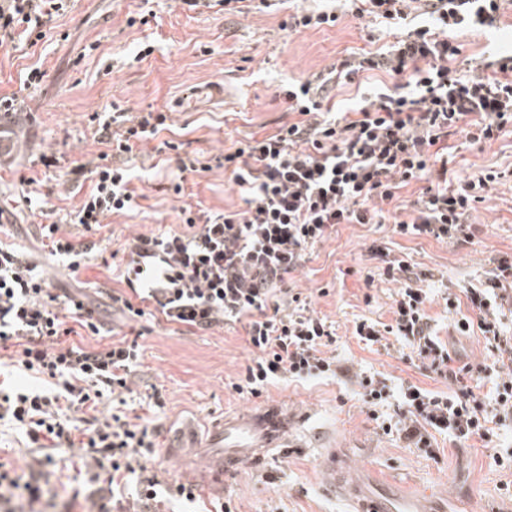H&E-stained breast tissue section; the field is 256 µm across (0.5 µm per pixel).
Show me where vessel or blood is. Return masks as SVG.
Here are the masks:
<instances>
[{
  "instance_id": "b4317fda",
  "label": "vessel or blood",
  "mask_w": 512,
  "mask_h": 512,
  "mask_svg": "<svg viewBox=\"0 0 512 512\" xmlns=\"http://www.w3.org/2000/svg\"><path fill=\"white\" fill-rule=\"evenodd\" d=\"M301 420L296 411L272 404L238 411L213 423L206 441L208 451L200 488H208L210 481L222 479L242 466L260 464L271 452H286L289 434ZM327 475L345 486L358 512H424L418 500L394 494L376 483L363 486L350 481L338 467H329Z\"/></svg>"
}]
</instances>
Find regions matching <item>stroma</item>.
Segmentation results:
<instances>
[{
  "instance_id": "1",
  "label": "stroma",
  "mask_w": 512,
  "mask_h": 512,
  "mask_svg": "<svg viewBox=\"0 0 512 512\" xmlns=\"http://www.w3.org/2000/svg\"><path fill=\"white\" fill-rule=\"evenodd\" d=\"M328 7L338 17L336 25L289 28L296 12ZM501 13L498 28L460 36L457 69L466 70L468 59L485 51H512V0H505ZM145 14L151 17L146 25L140 22ZM392 40L385 27L353 15L348 0H292L262 12L248 6L230 17L215 8L188 9L181 0H75L35 45L0 46V97L17 96L23 111L0 129L8 144L0 154V206L13 215L12 224L0 229V242L25 252L51 279L55 293L84 290L115 338L137 339L142 356L127 397L128 415L160 428L163 447L182 429L205 440L209 425L234 411L278 403L305 415L287 455L271 453L260 465L225 476L223 485L201 494L199 512H210L222 499L230 500L233 512H357L356 504L325 480L324 468L333 459L349 462L363 480L447 504L450 512H512V494L503 490L512 486V470L495 465L493 448L478 441L461 447L440 435L436 457H425L382 435L357 385L344 377L282 379L260 396H239L232 385L251 359L242 323L194 331L166 322L152 308L130 318L110 298L125 290L112 269L121 265L127 239L182 231L184 207L200 215L242 207L222 158L240 141L274 134L294 121L283 94L288 85ZM35 67L43 78L31 85L26 78ZM213 84L223 85V100L185 96L191 88ZM149 109L166 113L168 127L129 157L134 207L107 217L110 240L71 274L45 253L38 222L20 201L25 181L36 179L39 200L53 210L55 222H64L93 187L90 176H74V167H94L108 150L94 135L93 113L134 116ZM448 150V182L455 185L486 169L512 166V132L493 144L470 147L455 136ZM186 157L198 158L203 171H180ZM421 189L413 184L383 203L382 223L337 225L325 242L308 250L285 285L302 292L311 309L333 323L336 341L325 347L326 356L355 371L383 373L395 389L410 383L446 393L448 383L403 359L405 342L392 337L387 346H365L352 334L353 321L392 318L398 285L379 276L378 251L384 248L428 273L433 301L426 309L433 330L462 361H481L483 338L455 332L458 315L446 310L443 294L484 279L495 255L512 253V179L486 192L471 217L478 227L474 238L458 245L393 233L395 220L406 219ZM155 391L162 400L158 407L150 403ZM34 454L22 430L0 421V458L12 463L20 482L39 481L53 503L64 505L82 488L83 476L75 467L33 470Z\"/></svg>"
}]
</instances>
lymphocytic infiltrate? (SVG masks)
<instances>
[{
    "mask_svg": "<svg viewBox=\"0 0 512 512\" xmlns=\"http://www.w3.org/2000/svg\"><path fill=\"white\" fill-rule=\"evenodd\" d=\"M72 0H0V45L30 37L63 16ZM357 17L403 24L387 50L352 54L338 68L289 86L285 96L298 121L270 136L242 142L225 155L233 183L244 197L241 210L197 220L182 208L185 232L139 236L124 246L128 256L154 252L160 260L146 294L172 324L208 330L248 317L245 341L252 358L237 394L260 395L278 379L304 381L343 375L360 388L372 420L383 434L398 437L427 456H435L433 433L461 445L494 441L493 426L512 421V336L505 335V311H512V256H501L485 281L448 294V308L466 306L457 322L467 336L477 332L493 356L491 363L454 365L435 336L425 311L430 301L420 275L404 259L388 261L383 274L402 281L393 321H354L352 334L368 345L387 336L405 341L411 355L437 377L456 383L453 393L410 384L393 393L379 373L342 368L323 349L335 343L336 330L311 310L300 294L284 288L286 275L300 266L308 247L326 240L336 225L372 224L380 216L374 200H392L397 191L423 183L420 200L408 219L396 222L400 235L458 242L472 237L467 218L486 189L503 172L486 170L451 188L430 184L450 135L491 144L512 127V53H494L458 73L461 53L455 32L489 30L501 0H351ZM429 14L432 25L411 22L414 9ZM378 71L398 79V91L362 95L354 113L331 115L332 91L352 76ZM162 112L133 118L107 116L102 130L118 165L91 169V193L74 214L75 232L59 224L42 227L48 254L79 272L96 245L104 218L130 209L134 195L128 170L120 162L135 144L153 139L166 126ZM24 255L0 247V344L18 348L15 368L35 379L32 387L0 380V421L22 429L44 449L42 465L53 452L79 448L92 489L86 497L97 512H163L166 503L195 504L194 484H166L149 465L158 454L155 432L105 413L107 403L125 404L141 353L137 342H110L88 351L62 346L73 327L99 333L101 324L84 299L55 294ZM493 382V397L475 393L472 380ZM399 396L395 417L385 416ZM43 498L37 482L19 483L0 465V502L5 512H36Z\"/></svg>",
    "mask_w": 512,
    "mask_h": 512,
    "instance_id": "obj_1",
    "label": "lymphocytic infiltrate"
}]
</instances>
